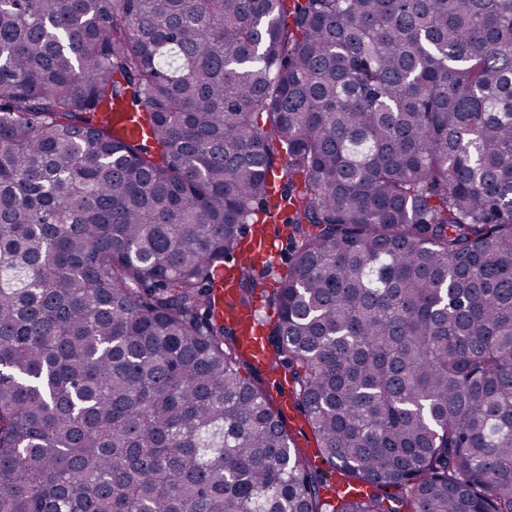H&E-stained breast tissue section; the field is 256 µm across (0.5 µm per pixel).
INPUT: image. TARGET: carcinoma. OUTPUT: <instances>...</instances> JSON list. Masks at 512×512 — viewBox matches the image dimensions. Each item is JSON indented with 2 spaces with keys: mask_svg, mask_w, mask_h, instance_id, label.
Segmentation results:
<instances>
[{
  "mask_svg": "<svg viewBox=\"0 0 512 512\" xmlns=\"http://www.w3.org/2000/svg\"><path fill=\"white\" fill-rule=\"evenodd\" d=\"M285 3L0 0V512H512V0ZM266 230L268 237H250L248 244L249 256L254 257L259 254L260 256L270 257L271 251L269 250L268 242L272 247L273 255L276 259H270L269 268L270 275L266 279V287L261 291H257L253 297V305L259 306V314L262 319L267 322L274 320L276 316V300L274 296V288H277L278 276L281 275L288 264V258L292 253V246L288 239L290 230L287 229L282 221L279 223H268ZM268 240V241H267ZM219 307L224 321L232 325L240 337L242 349L255 364L271 368L269 361L262 354V329L256 310L241 307L237 302V286L234 281L225 277L217 282ZM277 382L280 387L279 403L281 405V409L284 412H287L288 411V401L290 400L289 396H288V398H289L288 399L287 395H286L287 385H286L283 377H281L280 379H277ZM289 408L291 410H290V413H287V416H288L290 422L288 421V419H286L287 429L292 434L297 447L302 448L307 452L310 459L313 462H315L316 467L327 470L326 464H322L321 460L318 458L314 459L312 454L309 453V448H315V436H314L311 428L308 426V424L303 419L301 414L295 410L291 400H290Z\"/></svg>",
  "mask_w": 512,
  "mask_h": 512,
  "instance_id": "carcinoma-1",
  "label": "carcinoma"
}]
</instances>
